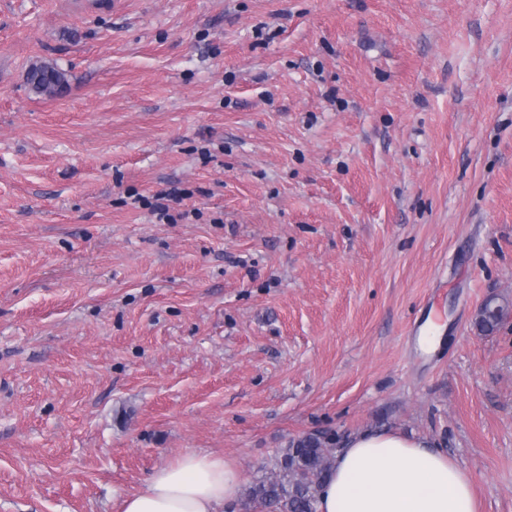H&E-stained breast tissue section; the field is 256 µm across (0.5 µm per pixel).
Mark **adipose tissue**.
Segmentation results:
<instances>
[{
	"label": "adipose tissue",
	"instance_id": "ef3b65f1",
	"mask_svg": "<svg viewBox=\"0 0 512 512\" xmlns=\"http://www.w3.org/2000/svg\"><path fill=\"white\" fill-rule=\"evenodd\" d=\"M237 468L189 453L127 495L121 512H224L239 497ZM317 512H476L473 482L443 449L396 431L351 436L335 454Z\"/></svg>",
	"mask_w": 512,
	"mask_h": 512
}]
</instances>
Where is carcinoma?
Here are the masks:
<instances>
[{
	"mask_svg": "<svg viewBox=\"0 0 512 512\" xmlns=\"http://www.w3.org/2000/svg\"><path fill=\"white\" fill-rule=\"evenodd\" d=\"M26 82L39 96L52 98L66 83V75L55 66L40 62L26 72ZM504 321V307L488 310L477 318L483 333H491ZM341 440L334 433H312L289 441L287 450L276 458L263 478L249 486L248 501L274 512H317V494L333 467Z\"/></svg>",
	"mask_w": 512,
	"mask_h": 512,
	"instance_id": "carcinoma-1",
	"label": "carcinoma"
}]
</instances>
